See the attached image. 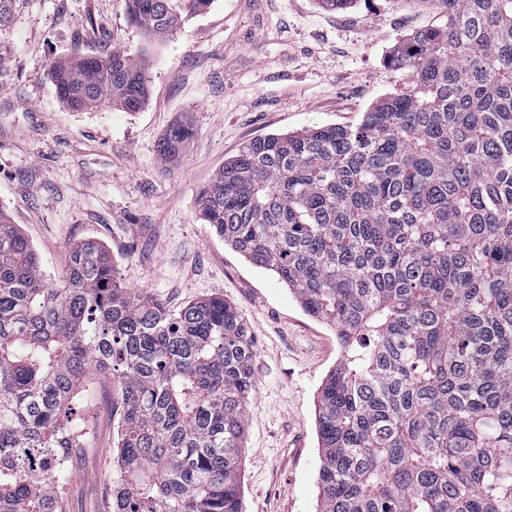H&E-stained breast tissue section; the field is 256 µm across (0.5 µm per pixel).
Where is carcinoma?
<instances>
[{"label": "carcinoma", "instance_id": "obj_1", "mask_svg": "<svg viewBox=\"0 0 512 512\" xmlns=\"http://www.w3.org/2000/svg\"><path fill=\"white\" fill-rule=\"evenodd\" d=\"M212 0H130L149 36ZM397 42L412 89L355 126L245 143L199 214L274 272L342 356L317 396L318 512H512V0H442ZM72 110L138 111L146 60L50 71ZM194 135L172 124L177 157ZM248 329L221 297L177 310L125 288L94 239L44 277L0 208V512H63L87 377L120 387L112 512H242Z\"/></svg>", "mask_w": 512, "mask_h": 512}]
</instances>
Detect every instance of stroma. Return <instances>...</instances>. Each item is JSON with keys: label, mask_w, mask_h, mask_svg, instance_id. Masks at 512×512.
<instances>
[{"label": "stroma", "mask_w": 512, "mask_h": 512, "mask_svg": "<svg viewBox=\"0 0 512 512\" xmlns=\"http://www.w3.org/2000/svg\"><path fill=\"white\" fill-rule=\"evenodd\" d=\"M442 0H213L174 33L149 37L129 0H16L0 30V206L58 278L69 248L103 243L124 285L169 307L219 296L252 339L254 388L245 409L243 512H317L321 464L316 399L341 358L335 331L305 314L271 271L225 245L197 197L253 138L358 124L379 99L409 91L387 61L404 36L445 25ZM121 48L147 60V102L71 112L50 80L60 60ZM195 135L161 160L168 125ZM117 384L92 378L80 395L87 434L67 512H112Z\"/></svg>", "instance_id": "stroma-1"}]
</instances>
